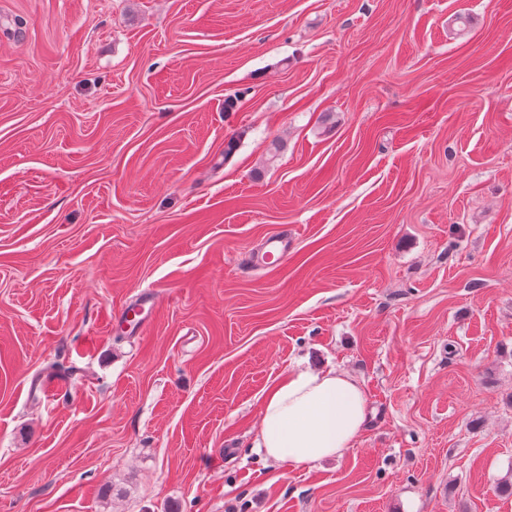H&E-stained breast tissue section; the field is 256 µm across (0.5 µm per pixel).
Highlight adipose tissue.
I'll use <instances>...</instances> for the list:
<instances>
[{
	"instance_id": "1",
	"label": "adipose tissue",
	"mask_w": 512,
	"mask_h": 512,
	"mask_svg": "<svg viewBox=\"0 0 512 512\" xmlns=\"http://www.w3.org/2000/svg\"><path fill=\"white\" fill-rule=\"evenodd\" d=\"M368 416L364 387L333 368H294L266 391L257 445L267 460L302 467L341 458L353 448Z\"/></svg>"
}]
</instances>
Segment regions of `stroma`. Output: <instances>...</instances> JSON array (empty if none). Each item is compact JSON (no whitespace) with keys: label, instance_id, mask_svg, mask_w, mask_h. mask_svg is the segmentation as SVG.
<instances>
[{"label":"stroma","instance_id":"35a3bbf8","mask_svg":"<svg viewBox=\"0 0 512 512\" xmlns=\"http://www.w3.org/2000/svg\"><path fill=\"white\" fill-rule=\"evenodd\" d=\"M295 365L364 386L343 458L255 448ZM511 478L512 0H0V512H512ZM288 232L273 233L266 237L260 249L249 258L254 268H275L284 265L291 253ZM149 305V308L155 310L156 297L152 291H144L140 294L137 303L125 305L122 310L114 316V319H121L127 322L132 328V331L142 334L148 325L146 318L136 319L139 312L143 310L144 306Z\"/></svg>","mask_w":512,"mask_h":512}]
</instances>
